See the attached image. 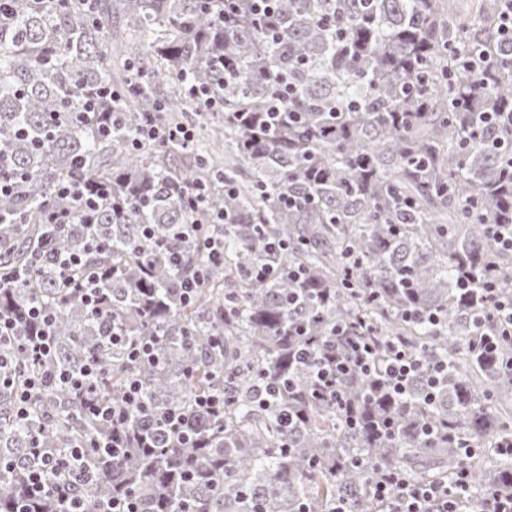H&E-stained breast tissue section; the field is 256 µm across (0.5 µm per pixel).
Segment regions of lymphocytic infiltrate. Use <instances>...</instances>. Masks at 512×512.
Masks as SVG:
<instances>
[{"label": "lymphocytic infiltrate", "mask_w": 512, "mask_h": 512, "mask_svg": "<svg viewBox=\"0 0 512 512\" xmlns=\"http://www.w3.org/2000/svg\"><path fill=\"white\" fill-rule=\"evenodd\" d=\"M62 281L80 290L83 299L91 307L101 302L99 283L95 277L84 275L82 257L77 253L54 255L50 258ZM481 289L494 309L496 316L504 323L499 334L485 333L479 345L486 351L496 350L499 340H512V296L504 295L491 281L481 282ZM23 316L32 325V330L21 342L24 352L36 362L50 358L54 322L40 304L28 306ZM316 383L322 394L340 399L338 381L341 376H357L373 382H383L386 391L400 396L413 376L421 370H429L431 376H438L445 369L444 362L425 365L422 359L397 342L378 346L360 337L353 336L347 341L345 355L328 357L314 365ZM100 368L91 362L76 371H62L51 375H35L27 379L23 388H15L11 372L6 364L0 363V387L14 388L17 417H26L34 393L49 385H59L75 391H88L97 380ZM144 392L138 379H129L119 404L106 405L90 399L86 408L91 415L113 428L125 429L130 412L144 408ZM84 447L78 446L59 456H46L42 464L29 472L26 478L28 499L42 498L49 487H58L57 499L65 512H85V509L69 489L73 483L83 479ZM469 471L460 468L449 478H437L416 482L407 478L397 468H378L371 480L373 497L384 504L386 512H463L469 498Z\"/></svg>", "instance_id": "obj_1"}]
</instances>
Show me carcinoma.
I'll use <instances>...</instances> for the list:
<instances>
[{
	"instance_id": "1",
	"label": "carcinoma",
	"mask_w": 512,
	"mask_h": 512,
	"mask_svg": "<svg viewBox=\"0 0 512 512\" xmlns=\"http://www.w3.org/2000/svg\"><path fill=\"white\" fill-rule=\"evenodd\" d=\"M235 4L223 23L209 0H51L48 13L0 0V180L14 184L0 196V276L29 273L0 292V312L38 302L55 318L44 364L18 348L24 321L0 354L16 387L95 359L99 402H118L131 377L146 402L129 447L89 449L90 480L72 493L90 510L128 496L140 512H330L340 498L379 512L368 484L385 464L415 480L465 465L475 495H512V458L462 453L512 432L499 412L512 399V343L474 346L492 310L456 286L463 274L493 277L512 293V250L493 239L494 225L512 224V126L485 120L512 113L499 0H476L465 19L445 0H275L273 37L251 0ZM104 12L124 18L125 35L106 30ZM480 51L494 60L487 74L465 67ZM101 86L112 102L84 114ZM197 88L222 105H199ZM279 94L300 122L263 129L257 118ZM462 98L472 111L454 110ZM148 122L189 123L193 139L132 146ZM70 181L110 189L90 229L84 201L59 193ZM197 193L208 206L194 207ZM52 212L65 220L51 233ZM208 237L224 242L222 262L199 249ZM280 241L288 249L270 253ZM44 247L81 254L85 273L115 272L97 314L56 269L32 268ZM262 265L272 271L257 280ZM197 270L186 303L180 284ZM114 325L151 341L158 362L131 360ZM338 326L448 368L433 387L416 377L401 399L342 381L352 422L294 357L344 351ZM268 384L279 392L261 404ZM208 394L224 395V416L195 409ZM13 402L1 389L0 512H57L52 492L24 507L25 475L41 464L33 447L60 455L112 429L62 386L35 393L26 419ZM168 409L190 415L198 444L161 430ZM285 412L297 414L289 426ZM145 432L156 447H137Z\"/></svg>"
}]
</instances>
